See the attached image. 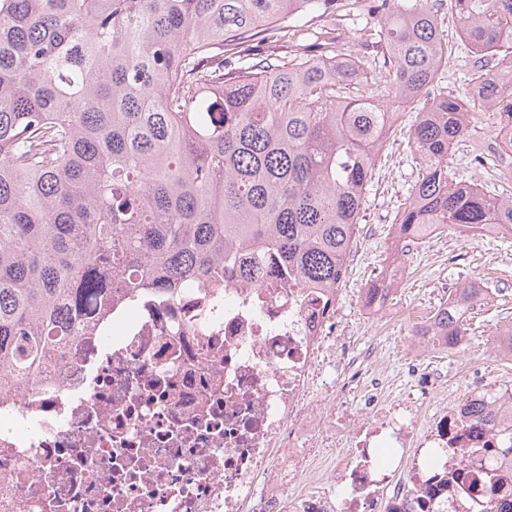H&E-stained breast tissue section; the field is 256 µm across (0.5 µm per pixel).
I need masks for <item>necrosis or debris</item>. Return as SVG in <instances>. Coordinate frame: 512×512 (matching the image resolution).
Wrapping results in <instances>:
<instances>
[{
	"instance_id": "1",
	"label": "necrosis or debris",
	"mask_w": 512,
	"mask_h": 512,
	"mask_svg": "<svg viewBox=\"0 0 512 512\" xmlns=\"http://www.w3.org/2000/svg\"><path fill=\"white\" fill-rule=\"evenodd\" d=\"M362 288L364 320L404 319L408 393L342 320L341 288L268 274L114 299L90 334L0 397V512H512L496 455L512 399H448L429 355L456 356L435 313ZM485 406L486 422L472 409Z\"/></svg>"
}]
</instances>
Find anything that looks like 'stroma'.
<instances>
[{
  "label": "stroma",
  "instance_id": "1",
  "mask_svg": "<svg viewBox=\"0 0 512 512\" xmlns=\"http://www.w3.org/2000/svg\"><path fill=\"white\" fill-rule=\"evenodd\" d=\"M421 107V102L414 101L398 109L395 132L384 157L375 167L366 193L357 232L361 261L353 267L343 294L346 322L357 345L379 339L380 361L397 376L404 374L406 369L402 338L407 335L409 325L403 320L393 321L383 337H375L372 328L359 315L357 290L379 271L397 215L417 177L408 131ZM498 127L497 113H473L471 136L466 147L456 152L452 160L451 178L494 192L506 177L512 175V153L503 156L495 166H477L472 162L475 154L492 145ZM473 280L488 283L490 292L487 303L474 313L470 347L459 357L434 361L435 367L447 374L448 394L452 397L468 390L469 384L463 373L470 364H484L487 376L494 380L512 376V363L488 359L496 333L505 323V314L512 313V236L483 239L451 228L445 230L440 239L413 244L398 295L402 307L433 310L447 301L450 292Z\"/></svg>",
  "mask_w": 512,
  "mask_h": 512
}]
</instances>
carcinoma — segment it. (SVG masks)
<instances>
[{
    "label": "carcinoma",
    "instance_id": "carcinoma-1",
    "mask_svg": "<svg viewBox=\"0 0 512 512\" xmlns=\"http://www.w3.org/2000/svg\"><path fill=\"white\" fill-rule=\"evenodd\" d=\"M333 2L0 0L1 393L120 293L272 269L336 287L389 104L425 100L403 230L512 229L511 199L448 177L472 107L512 119V0H451L478 101L433 94L456 46L428 0H352L374 20L358 52L307 27ZM473 314L452 292L437 319L452 339Z\"/></svg>",
    "mask_w": 512,
    "mask_h": 512
}]
</instances>
